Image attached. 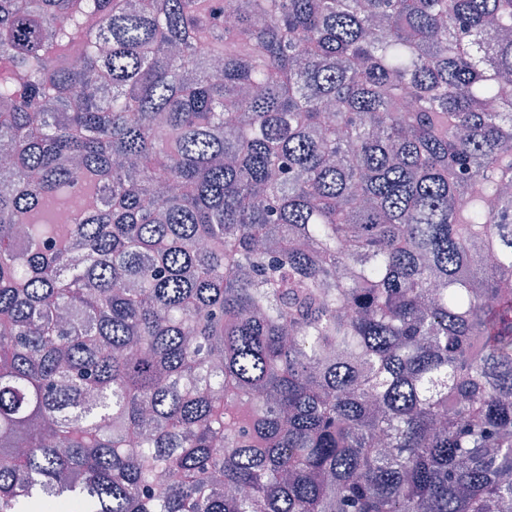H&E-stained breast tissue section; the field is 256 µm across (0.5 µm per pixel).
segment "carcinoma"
I'll return each instance as SVG.
<instances>
[{
    "label": "carcinoma",
    "instance_id": "carcinoma-1",
    "mask_svg": "<svg viewBox=\"0 0 512 512\" xmlns=\"http://www.w3.org/2000/svg\"><path fill=\"white\" fill-rule=\"evenodd\" d=\"M509 83L512 0H0V512H512Z\"/></svg>",
    "mask_w": 512,
    "mask_h": 512
}]
</instances>
